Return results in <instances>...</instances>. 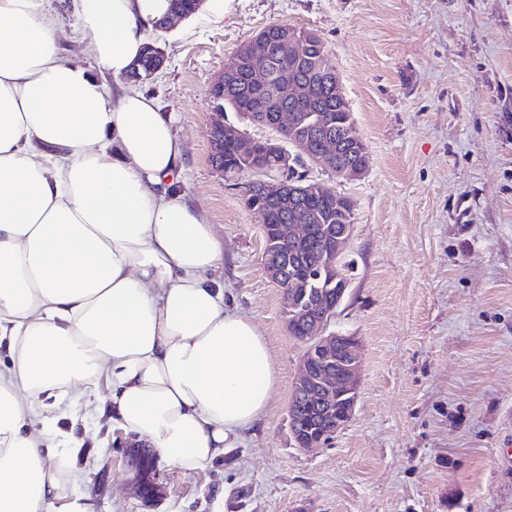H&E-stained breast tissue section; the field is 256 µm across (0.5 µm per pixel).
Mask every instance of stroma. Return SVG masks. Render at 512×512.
I'll return each mask as SVG.
<instances>
[{
  "label": "stroma",
  "instance_id": "obj_1",
  "mask_svg": "<svg viewBox=\"0 0 512 512\" xmlns=\"http://www.w3.org/2000/svg\"><path fill=\"white\" fill-rule=\"evenodd\" d=\"M45 6L62 55L102 73L72 0ZM273 22L319 34L368 148L357 179L306 171L354 205L330 328L362 360L355 414L320 448L291 433L303 348L263 270L262 219L209 161V90ZM147 38L165 63L141 88L175 118L179 185L213 224L224 298L266 338L278 382L240 445L190 474L153 449L147 471L129 467L138 442L101 401L63 402L66 489L91 512H512V0H205Z\"/></svg>",
  "mask_w": 512,
  "mask_h": 512
}]
</instances>
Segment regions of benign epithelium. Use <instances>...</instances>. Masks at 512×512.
<instances>
[{
  "instance_id": "benign-epithelium-1",
  "label": "benign epithelium",
  "mask_w": 512,
  "mask_h": 512,
  "mask_svg": "<svg viewBox=\"0 0 512 512\" xmlns=\"http://www.w3.org/2000/svg\"><path fill=\"white\" fill-rule=\"evenodd\" d=\"M272 32L281 45L288 48V53L300 62L307 59L305 46L308 38L316 37L314 32L308 37H300L292 26L280 23L272 31L260 30L253 39L240 47V55L248 63V93L258 98L264 111L275 113L273 126L276 132L275 138L263 142L264 148L277 157L274 178H252L247 196L250 197L251 206L257 201L275 207L286 202L289 209L296 210L300 208L304 196L314 192L327 193V188L308 180L302 172L306 162H317L346 179L357 178L364 172L366 163L357 162L354 157L367 154V146L363 140L357 139L349 150H342L343 144L329 132L330 124L326 123L324 116L314 112L308 105L312 99L311 85L298 75L295 67L279 72L275 96L267 98L263 95L269 79L268 56ZM297 126L305 130V137L300 142L288 140V129ZM226 139L236 141L239 152L244 156L254 152L256 146V142L243 136L235 126L226 123L224 113H214L209 146L210 162L215 168L222 167ZM312 139L322 140L326 149L317 154L309 153L308 143ZM277 230L272 245L278 253L288 257L290 262L299 258L298 241L308 235V225L281 223L277 225ZM351 232L350 224L327 231L322 240L323 251L341 254ZM264 271L281 288L283 299L291 297L298 300L293 313L294 321L305 325V336L301 339L304 353L294 388L318 418L334 421V431L338 432L354 414L360 366L357 339L329 330L337 309L346 297L347 279L340 270L333 269L331 282L336 284V288H316L311 284L316 279L313 274L305 279L285 278L279 259L264 264Z\"/></svg>"
}]
</instances>
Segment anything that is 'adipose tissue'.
<instances>
[{
	"label": "adipose tissue",
	"mask_w": 512,
	"mask_h": 512,
	"mask_svg": "<svg viewBox=\"0 0 512 512\" xmlns=\"http://www.w3.org/2000/svg\"><path fill=\"white\" fill-rule=\"evenodd\" d=\"M93 75L44 0H0V512H88L51 429L74 390L187 473L224 455L277 382L213 277L224 249L175 182L174 119L126 78L168 0H74Z\"/></svg>",
	"instance_id": "adipose-tissue-1"
}]
</instances>
